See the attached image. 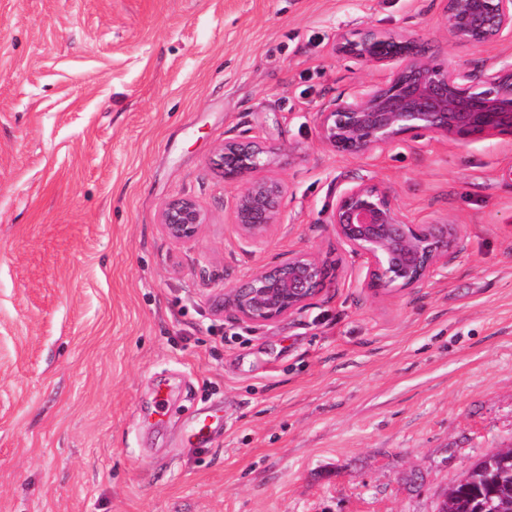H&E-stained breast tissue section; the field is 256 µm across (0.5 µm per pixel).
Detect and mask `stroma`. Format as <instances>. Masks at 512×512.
I'll list each match as a JSON object with an SVG mask.
<instances>
[{"label":"stroma","instance_id":"stroma-1","mask_svg":"<svg viewBox=\"0 0 512 512\" xmlns=\"http://www.w3.org/2000/svg\"><path fill=\"white\" fill-rule=\"evenodd\" d=\"M444 0H0V512H435L512 446V137L325 147L316 114L381 70L335 50L372 26L438 66ZM244 134L288 148L260 245L209 166ZM390 191L463 246L422 288L376 295L330 224ZM210 220L188 245L172 197ZM291 250L335 287L282 321L217 314L224 285ZM206 419L211 440L190 441ZM206 220V214L197 201L177 196L165 204L160 225L166 237L173 242L189 243L198 237Z\"/></svg>","mask_w":512,"mask_h":512}]
</instances>
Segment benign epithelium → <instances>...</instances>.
<instances>
[{
    "label": "benign epithelium",
    "mask_w": 512,
    "mask_h": 512,
    "mask_svg": "<svg viewBox=\"0 0 512 512\" xmlns=\"http://www.w3.org/2000/svg\"><path fill=\"white\" fill-rule=\"evenodd\" d=\"M448 43L478 50L512 41V0H445ZM336 52L367 67H383L379 83L364 82L317 113L323 144L352 157L382 153L426 135L459 146L471 139L512 136V56L479 66L439 67L412 37L375 27L353 36L336 32ZM284 155L278 145L251 137L224 141L210 166L238 186L231 214L239 235L262 243L280 223L287 187L271 172ZM206 214L190 197L170 199L161 212L163 232L176 243L195 240ZM330 224L349 251L364 260L368 286L377 293L425 285L461 249L460 224H411L390 193L359 183L337 197ZM333 268L317 255L290 251L224 288L217 312L239 322L265 324L302 311L330 283Z\"/></svg>",
    "instance_id": "7a95c632"
}]
</instances>
